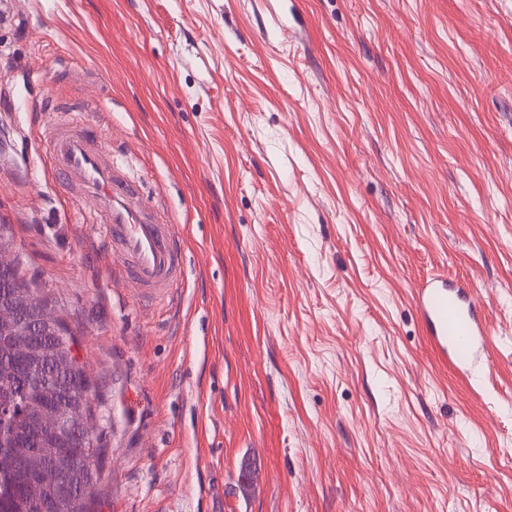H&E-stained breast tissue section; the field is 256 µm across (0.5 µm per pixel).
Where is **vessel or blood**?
I'll return each mask as SVG.
<instances>
[{
	"instance_id": "b4317fda",
	"label": "vessel or blood",
	"mask_w": 512,
	"mask_h": 512,
	"mask_svg": "<svg viewBox=\"0 0 512 512\" xmlns=\"http://www.w3.org/2000/svg\"><path fill=\"white\" fill-rule=\"evenodd\" d=\"M49 150L56 171L94 201L104 237L118 244L122 263L114 276L141 294L169 297L183 272L174 225L140 204L136 184L121 174L105 149L94 145L84 128L57 133ZM418 309L438 355L471 372L483 334L476 302L452 290L446 280L434 279L419 289Z\"/></svg>"
}]
</instances>
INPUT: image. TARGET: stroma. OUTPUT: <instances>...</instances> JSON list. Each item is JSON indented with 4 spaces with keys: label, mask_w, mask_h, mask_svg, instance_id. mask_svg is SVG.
<instances>
[{
    "label": "stroma",
    "mask_w": 512,
    "mask_h": 512,
    "mask_svg": "<svg viewBox=\"0 0 512 512\" xmlns=\"http://www.w3.org/2000/svg\"><path fill=\"white\" fill-rule=\"evenodd\" d=\"M51 93L175 224L170 298L113 279ZM0 229L90 386L91 512H512V0H15ZM443 279H432L418 288V309L426 335L438 355L472 375L476 343L483 336L477 304Z\"/></svg>",
    "instance_id": "obj_1"
}]
</instances>
